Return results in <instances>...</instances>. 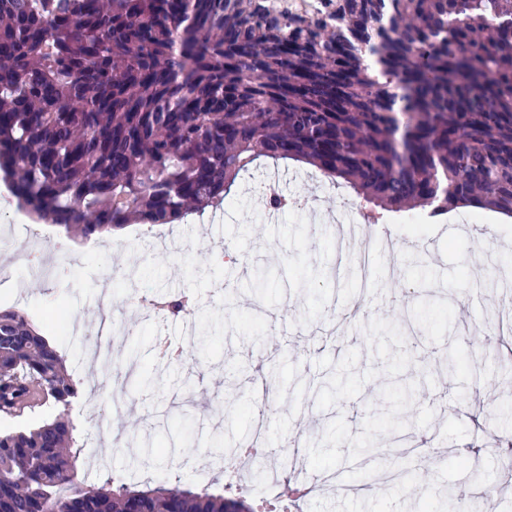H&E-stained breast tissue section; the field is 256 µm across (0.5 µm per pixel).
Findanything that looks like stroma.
<instances>
[{
	"label": "stroma",
	"mask_w": 512,
	"mask_h": 512,
	"mask_svg": "<svg viewBox=\"0 0 512 512\" xmlns=\"http://www.w3.org/2000/svg\"><path fill=\"white\" fill-rule=\"evenodd\" d=\"M276 174L286 177L288 191L317 200L323 210L338 211L349 199L345 188L311 167L283 166ZM251 186L243 181L222 215L156 232L132 224L109 244L62 237L59 228L37 219L0 222V238L11 251L9 263L0 264V310L24 311L46 329L79 383L97 370L85 353L97 333L96 290L124 279L127 266L140 271L138 290L195 298L188 334L182 322L155 324L113 299V316L132 331L128 344L140 377L136 388L117 380L113 392L138 424L105 433L98 428L99 398L74 402L68 417L83 448L79 473L95 481L134 480L142 488L164 478L198 486L220 477L211 437L246 445L260 419L266 447L316 484L370 441L388 446L406 425L432 438L403 460L428 486L426 497H417L413 485L385 483L372 495L312 494L302 512H442L447 484L467 488L480 479L499 489L489 512H512V468L494 449L470 452L479 443L512 437V370L475 377L462 367L448 379L442 364L445 349L482 348L483 333L496 329L501 296L512 293V276L505 274L512 268V218L459 208L456 217L474 214L478 220L451 236L442 224H411L391 215L385 223L399 243L396 271L389 275L375 266L362 288L356 277L361 231L309 224L289 211L265 220ZM482 254L490 260L483 268L476 262ZM259 265L281 273L263 300L248 287ZM477 269L483 272L479 288L472 285ZM464 303L482 333L462 323ZM353 304L361 317L330 330L329 315ZM62 307L72 312L70 325L50 328ZM388 315L411 318V329L379 331ZM211 326L217 330L214 349L198 351L196 337ZM329 376L342 379L337 392L303 398L302 382ZM395 378L417 392L401 425L383 412L398 400L389 385ZM376 386L381 392L374 397ZM456 403L465 412H454ZM101 457L110 466L100 471Z\"/></svg>",
	"instance_id": "1"
}]
</instances>
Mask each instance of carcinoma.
I'll use <instances>...</instances> for the list:
<instances>
[{"mask_svg":"<svg viewBox=\"0 0 512 512\" xmlns=\"http://www.w3.org/2000/svg\"><path fill=\"white\" fill-rule=\"evenodd\" d=\"M0 0V173L68 234L218 209L264 157L374 217L512 215V0ZM177 317L185 297L163 295ZM79 391L0 310V415ZM65 413L0 432V512H253L240 494L78 479Z\"/></svg>","mask_w":512,"mask_h":512,"instance_id":"carcinoma-1","label":"carcinoma"}]
</instances>
